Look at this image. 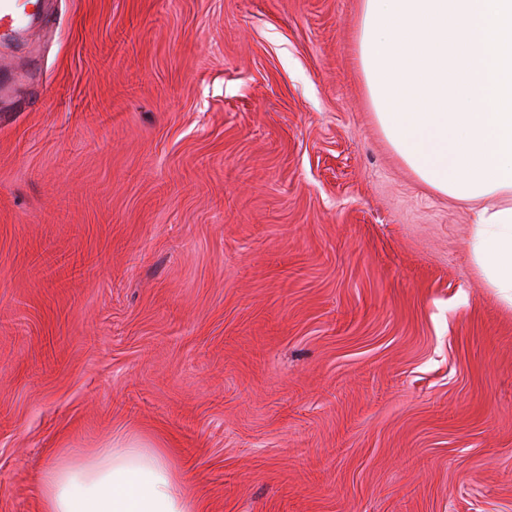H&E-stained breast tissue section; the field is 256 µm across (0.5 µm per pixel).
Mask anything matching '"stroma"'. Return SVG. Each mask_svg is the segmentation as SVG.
<instances>
[{
    "instance_id": "obj_1",
    "label": "stroma",
    "mask_w": 512,
    "mask_h": 512,
    "mask_svg": "<svg viewBox=\"0 0 512 512\" xmlns=\"http://www.w3.org/2000/svg\"><path fill=\"white\" fill-rule=\"evenodd\" d=\"M361 0H53L0 101V512L171 448L206 512H512V309L378 126Z\"/></svg>"
}]
</instances>
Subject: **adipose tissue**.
I'll return each mask as SVG.
<instances>
[{
  "label": "adipose tissue",
  "instance_id": "1",
  "mask_svg": "<svg viewBox=\"0 0 512 512\" xmlns=\"http://www.w3.org/2000/svg\"><path fill=\"white\" fill-rule=\"evenodd\" d=\"M359 51L379 128L423 183L472 205L473 258L512 305V0H362ZM39 512H200L169 449L121 432L67 449Z\"/></svg>",
  "mask_w": 512,
  "mask_h": 512
}]
</instances>
